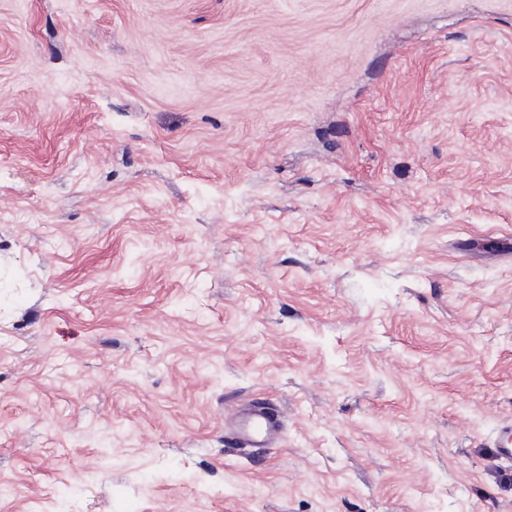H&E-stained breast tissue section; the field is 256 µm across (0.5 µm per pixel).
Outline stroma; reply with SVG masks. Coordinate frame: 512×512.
I'll return each instance as SVG.
<instances>
[{"label": "stroma", "mask_w": 512, "mask_h": 512, "mask_svg": "<svg viewBox=\"0 0 512 512\" xmlns=\"http://www.w3.org/2000/svg\"><path fill=\"white\" fill-rule=\"evenodd\" d=\"M510 423L512 0H0V512H512ZM238 417L242 424L236 433L235 440L245 447L266 448L280 435L281 422L279 415L266 412H252L247 409L239 410Z\"/></svg>", "instance_id": "1"}]
</instances>
